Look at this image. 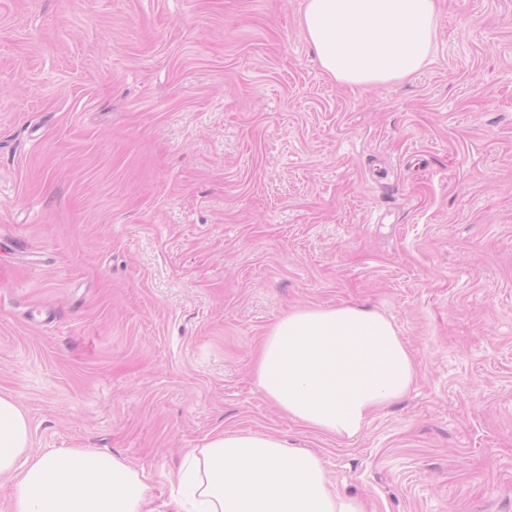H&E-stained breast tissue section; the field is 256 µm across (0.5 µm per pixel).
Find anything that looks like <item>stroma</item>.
Listing matches in <instances>:
<instances>
[{"label": "stroma", "mask_w": 512, "mask_h": 512, "mask_svg": "<svg viewBox=\"0 0 512 512\" xmlns=\"http://www.w3.org/2000/svg\"><path fill=\"white\" fill-rule=\"evenodd\" d=\"M355 90L301 0H0V392L168 512L188 449L295 440L368 512H512V0H439ZM387 316L418 371L338 440L253 374L294 307Z\"/></svg>", "instance_id": "stroma-1"}]
</instances>
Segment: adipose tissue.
<instances>
[{"mask_svg":"<svg viewBox=\"0 0 512 512\" xmlns=\"http://www.w3.org/2000/svg\"><path fill=\"white\" fill-rule=\"evenodd\" d=\"M436 0H302L299 24L324 72L361 88L407 78L429 60ZM267 398L292 420L346 440L414 385L416 365L392 322L353 303L288 310L254 364ZM26 413L0 393V475L12 512H145L149 485L121 458L92 448L29 455ZM173 512H366L340 493L321 459L262 432L227 430L189 449Z\"/></svg>","mask_w":512,"mask_h":512,"instance_id":"obj_1","label":"adipose tissue"}]
</instances>
